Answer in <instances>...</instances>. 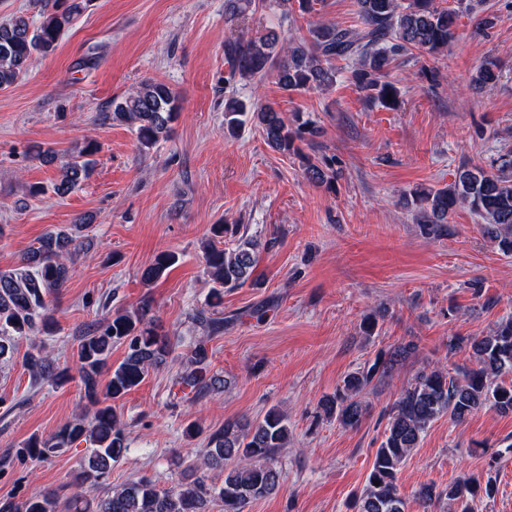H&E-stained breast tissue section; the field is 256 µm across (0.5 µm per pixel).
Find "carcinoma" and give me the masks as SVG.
Segmentation results:
<instances>
[{
    "label": "carcinoma",
    "instance_id": "1",
    "mask_svg": "<svg viewBox=\"0 0 512 512\" xmlns=\"http://www.w3.org/2000/svg\"><path fill=\"white\" fill-rule=\"evenodd\" d=\"M41 20L35 25L23 14L0 22V89L25 76L34 61L58 46L63 31L90 0H36ZM363 25L359 31L333 23L309 27L308 37L284 41L273 31L256 37H239L224 46L231 76L261 81L272 75L288 92L326 89L336 83V61L356 64L352 79L368 97L387 109L399 105L397 88L385 80L397 58L414 51L438 59L456 38L458 13L438 6L436 0H355ZM501 79L496 59L486 58L477 67L473 85L492 89ZM180 109L178 96L165 83L146 80L124 96L112 99L100 121L128 124L143 152L169 138ZM260 129L266 144L288 155L299 152L296 142L312 140L320 134L317 126L303 122L292 127L282 112L266 104L252 112L236 98L224 105V134L234 137L245 121ZM98 145L89 141L63 157L52 148L38 156L48 162L60 159L53 191L64 197L92 174ZM304 173L313 184L332 189L336 171L304 157ZM406 204L416 212V221L426 236L447 230L449 217L458 207H467L484 221V233L494 249L512 255V147H503L485 161L462 163L454 181L438 189L416 188ZM237 239L235 248L220 247L224 238ZM260 243L240 235L238 224H213L202 243L203 273L215 284L213 303L195 312L193 319L205 336L193 343L178 384L198 400L220 390L223 380L211 373L206 346L209 337L224 331V316L215 310L226 290L256 283ZM77 236L50 231L39 246L28 250L20 267L0 271V357L14 353L13 340L26 337L34 351L24 358V367L33 382L58 383L65 379L55 360L37 338L52 331L54 319L46 298L59 292L70 278L71 264L80 255ZM172 251L159 253L141 273L150 285L166 276L178 263ZM151 304L144 300L133 311H116L95 323L77 346L78 374L84 396L93 409L86 411L55 432L32 436L15 450L21 458L42 461L63 453L76 443L86 444V455L74 474L73 484L92 483L104 490L99 498L80 491L65 499V512H210L217 502L220 512H243L252 500L277 494L282 469L281 449L288 446L292 430L288 417L276 407L262 418L242 422L227 420L207 434L202 456L189 461L177 458V466L191 473L170 489H160L153 477L144 474L114 490L110 484L112 465L128 450L124 423L116 402L139 386L152 372L163 368L171 353L167 336L159 333L148 317ZM127 348L124 360L108 366L112 344ZM414 344H401L388 353H379L373 362L346 375L336 393L323 399L319 407L336 416L345 427L358 426L367 413L361 394L375 379L387 375L393 365L408 357ZM451 353L468 354L471 365L451 375L445 368L421 373L392 406L384 438L376 449L366 486L355 500L354 512H405V500L396 483V474L417 447L431 424L446 415L462 422L471 415L491 409L501 416L512 415V317L498 323L484 336H458L448 344ZM110 372L105 388H100L103 371ZM224 474L216 485L207 472ZM379 485H374V482ZM496 479L489 476L481 484L463 476L445 487L423 483L416 499L429 506L448 501L454 512H474L476 501L497 494ZM60 496L52 489L40 490L21 501L0 502V512H60Z\"/></svg>",
    "mask_w": 512,
    "mask_h": 512
}]
</instances>
